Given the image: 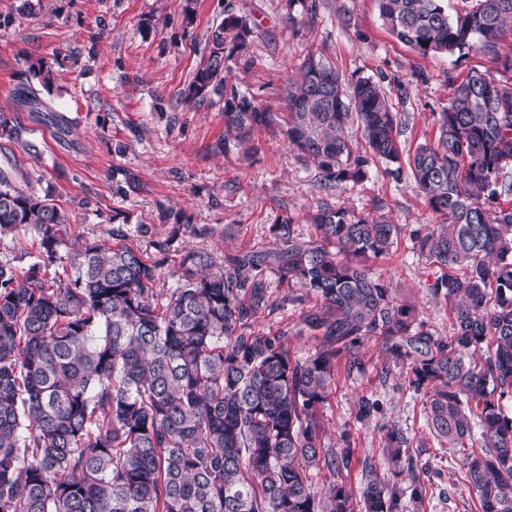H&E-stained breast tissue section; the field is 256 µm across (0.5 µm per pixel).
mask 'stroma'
I'll use <instances>...</instances> for the list:
<instances>
[{
  "instance_id": "1",
  "label": "stroma",
  "mask_w": 512,
  "mask_h": 512,
  "mask_svg": "<svg viewBox=\"0 0 512 512\" xmlns=\"http://www.w3.org/2000/svg\"><path fill=\"white\" fill-rule=\"evenodd\" d=\"M197 0L185 14L183 0H0V110L13 113L37 152L0 142V167L19 185L50 195L69 219L58 248V267L72 268L76 239L111 242L112 217H126L127 242L158 262L155 288L166 293L183 280L182 259L201 251L222 268L226 256L262 252L274 244L272 224L292 218L301 238L318 241V209L351 216L372 214L401 232L389 254L373 263L396 295L416 303L434 335L451 332L452 315L431 284L440 276L413 247L412 233L439 217L410 176L395 178L384 159L370 157L366 178L325 188L318 169L289 147L279 128H254L244 143L224 139V99L213 94L184 104L181 93L200 66L210 29L226 11L254 27L251 47L234 64L230 86L274 112L285 109L289 84L306 55L330 62L345 80L369 77L383 87L398 114L401 159L433 140L437 115L456 84L472 72H494L489 56L421 54L399 42L383 23L377 0ZM151 20L143 28L142 20ZM57 75L43 94L48 111L35 112L18 95L34 85L32 68ZM65 131H58V123ZM139 180L130 188L126 173ZM38 258L34 231L0 237V264L21 271ZM273 309L251 321L255 330L283 333L292 354L316 346L302 335L303 311L316 307L311 293L280 283L267 270ZM362 369L340 363L336 384L318 412L326 446L349 448L351 465L339 475L316 470V488L334 481L359 492L365 463L389 473L379 424L395 423L413 438V450L432 480L423 510L404 501L403 512H478L464 478L462 458L451 455L428 430L422 395L408 388L407 365L386 359L367 340ZM377 400L373 421L357 420L360 398Z\"/></svg>"
}]
</instances>
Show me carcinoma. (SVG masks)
Wrapping results in <instances>:
<instances>
[{"label": "carcinoma", "instance_id": "obj_1", "mask_svg": "<svg viewBox=\"0 0 512 512\" xmlns=\"http://www.w3.org/2000/svg\"><path fill=\"white\" fill-rule=\"evenodd\" d=\"M378 6L391 33L422 54L494 55L512 36V0H473L454 17L446 0ZM252 36L247 19L226 12L183 99L223 97L226 132L240 141L283 123L330 185L367 175V158L343 134L353 114L365 148L398 162L397 114L370 78L347 83L309 56L284 117L227 90L225 73ZM24 132L0 111V140L31 151ZM408 167L444 217L413 241L446 270L430 285L452 312L446 340L374 274L370 262L400 232L380 217L324 207L318 243L286 217L271 225L273 248L229 255L218 271L190 251L185 280L160 297L158 264L124 243L120 228L113 245L82 244L74 275H48L68 217L0 169V235L34 230L39 257L25 271L0 265V512H354L346 487L321 493L310 470L349 467L347 453L322 445L317 411L340 359L361 365L370 338L408 362L409 389L423 394L431 432L463 453L480 512H512V207L501 205L512 196V77L476 72L457 84L437 139L420 144ZM269 266L321 301L302 314L300 333L318 341L304 359L281 336L250 329L272 306ZM380 431L390 476L366 470L363 512H402L407 488L422 506L430 479L411 438L396 424Z\"/></svg>", "mask_w": 512, "mask_h": 512}]
</instances>
